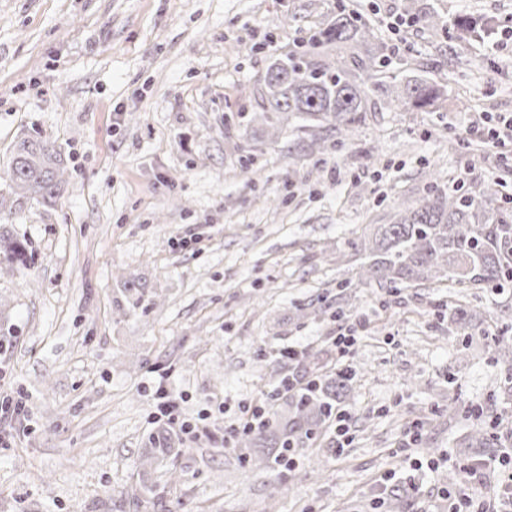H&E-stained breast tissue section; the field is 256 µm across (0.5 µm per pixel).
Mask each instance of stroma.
Returning a JSON list of instances; mask_svg holds the SVG:
<instances>
[{"label":"stroma","mask_w":512,"mask_h":512,"mask_svg":"<svg viewBox=\"0 0 512 512\" xmlns=\"http://www.w3.org/2000/svg\"><path fill=\"white\" fill-rule=\"evenodd\" d=\"M345 2L368 24L387 82L419 73L445 85L434 112L376 113L324 152L300 151L289 119L279 138L255 121L274 50ZM428 12L493 18L512 29V0H421ZM407 0H0V224L27 239V268L0 273L6 374L29 430L0 443V512H162L154 499L120 506L142 476L154 384L180 396L179 486L151 479L186 512H373L395 492L403 512H446L448 472L472 420L449 398L486 402L500 370L480 334L463 339L441 315L459 293L478 322L512 312V288L443 282L338 292L358 264L349 240L390 223L400 203L437 185L495 184L512 208V143L485 144L488 118L512 116V40L458 48L421 24L386 27ZM287 26H280V17ZM55 142L62 192L39 203L12 192L9 150L24 134ZM152 302L123 307V284ZM354 334L345 360L333 341ZM294 346L325 367H354L341 404L345 437L304 449L289 495L248 449L214 442L268 402L278 358ZM424 424L415 445L406 422Z\"/></svg>","instance_id":"35a3bbf8"}]
</instances>
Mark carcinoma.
<instances>
[{"label": "carcinoma", "instance_id": "obj_1", "mask_svg": "<svg viewBox=\"0 0 512 512\" xmlns=\"http://www.w3.org/2000/svg\"><path fill=\"white\" fill-rule=\"evenodd\" d=\"M410 17L432 28L448 25L457 45L464 46L493 33L495 22L468 14L441 17L423 10L412 0L407 5ZM336 47L346 57L331 63L322 53ZM382 60L372 29L355 10L345 4L336 8L328 20L309 29L297 50L269 56L263 87L257 102L271 136L279 137L292 117L310 132L309 151L323 149L316 129L326 128L339 138L351 136L375 112L387 107H410L420 112L437 110L445 100V87L420 75H413L400 86L387 83L381 73ZM61 151L46 138L28 136L14 142L8 158V175L14 192L38 201L50 202L59 196L63 171ZM496 193L483 187L467 193L450 194L437 189L414 204L402 205L390 224H376L372 237L349 243L361 263L356 280H345L340 287L392 288L418 287L444 280L468 288L498 287L512 283V210L494 204ZM28 243L0 231V270L14 271L27 266ZM450 321L456 330L469 335L472 315L465 301L448 303ZM488 344L500 354L512 345L503 330L487 334ZM303 365L309 369L315 386L288 389V377L276 385V395L284 398L285 411L272 412L264 425L248 428L237 436L243 448H256L250 463L270 474L280 469L288 479L273 480L271 498L291 489L299 479L298 464L289 461L288 452L304 448L336 420L341 392L354 376L352 370L325 372L311 351L304 352ZM501 393L512 398V359L501 362ZM478 421L472 429L468 458L476 462L489 451L512 448V437L497 431V418L481 405L469 409ZM182 438L167 424H159L148 435L140 466L143 472L164 470L169 479L178 480L174 460L180 455Z\"/></svg>", "mask_w": 512, "mask_h": 512}]
</instances>
